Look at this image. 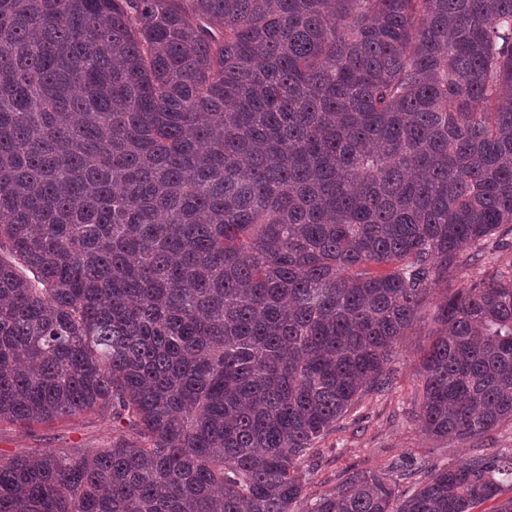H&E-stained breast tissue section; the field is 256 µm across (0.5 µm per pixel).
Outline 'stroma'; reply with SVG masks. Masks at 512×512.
Listing matches in <instances>:
<instances>
[{
  "instance_id": "35a3bbf8",
  "label": "stroma",
  "mask_w": 512,
  "mask_h": 512,
  "mask_svg": "<svg viewBox=\"0 0 512 512\" xmlns=\"http://www.w3.org/2000/svg\"><path fill=\"white\" fill-rule=\"evenodd\" d=\"M512 271V235L491 245L484 267L467 266L451 277L447 286L437 287L429 297L410 336H407L393 368L395 387L360 400L336 427L315 446L316 457L309 462L310 497L331 492L350 471H378L392 459L407 456L416 466H454L476 448H512V421L503 423L491 439H470L449 443L425 435L415 420L422 380L420 353L434 327V304L446 289L465 288L476 281L481 270ZM112 438V425L95 413H84L52 424L21 429L0 424V458L27 451L60 448H95Z\"/></svg>"
}]
</instances>
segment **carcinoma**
I'll list each match as a JSON object with an SVG mask.
<instances>
[{
  "mask_svg": "<svg viewBox=\"0 0 512 512\" xmlns=\"http://www.w3.org/2000/svg\"><path fill=\"white\" fill-rule=\"evenodd\" d=\"M500 229L512 0H0V423L116 432L1 458L0 512H512V448L300 472ZM434 322L421 430L487 437L512 272Z\"/></svg>",
  "mask_w": 512,
  "mask_h": 512,
  "instance_id": "obj_1",
  "label": "carcinoma"
}]
</instances>
